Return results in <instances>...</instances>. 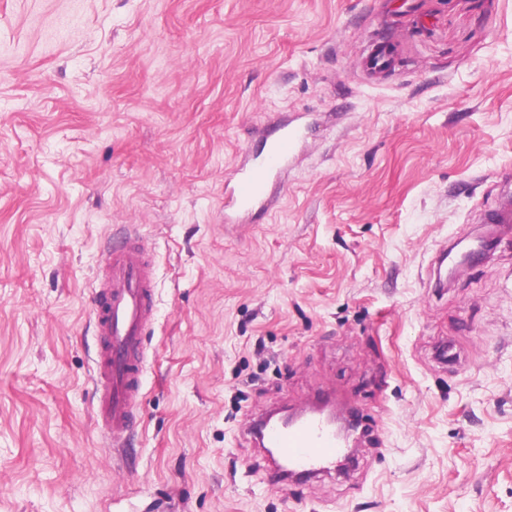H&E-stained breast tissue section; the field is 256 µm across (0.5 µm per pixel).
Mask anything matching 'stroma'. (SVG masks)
<instances>
[{
	"label": "stroma",
	"instance_id": "stroma-1",
	"mask_svg": "<svg viewBox=\"0 0 512 512\" xmlns=\"http://www.w3.org/2000/svg\"><path fill=\"white\" fill-rule=\"evenodd\" d=\"M302 116L272 209L225 223ZM506 197L512 0H0V512H512ZM131 227L156 317L114 446L88 312ZM325 391L368 440L271 484L253 414ZM280 131L278 137L270 142L258 165L250 166L243 161L234 168V186L224 198V218L228 210L251 212L256 207L267 208L268 180L288 163L300 137L298 125L290 127L288 124Z\"/></svg>",
	"mask_w": 512,
	"mask_h": 512
}]
</instances>
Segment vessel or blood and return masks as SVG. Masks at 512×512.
Segmentation results:
<instances>
[{"instance_id": "obj_1", "label": "vessel or blood", "mask_w": 512, "mask_h": 512, "mask_svg": "<svg viewBox=\"0 0 512 512\" xmlns=\"http://www.w3.org/2000/svg\"><path fill=\"white\" fill-rule=\"evenodd\" d=\"M299 126L282 128L257 165L234 169V186L224 207L238 212L266 208V185L288 162ZM154 273L140 246L109 248L89 316L100 338L95 359V416L106 436L118 442L135 423L134 401L146 368L145 336L154 317ZM268 450L270 479L290 486L342 464L345 444L331 413L309 411L284 424L273 415L259 419L254 437Z\"/></svg>"}]
</instances>
